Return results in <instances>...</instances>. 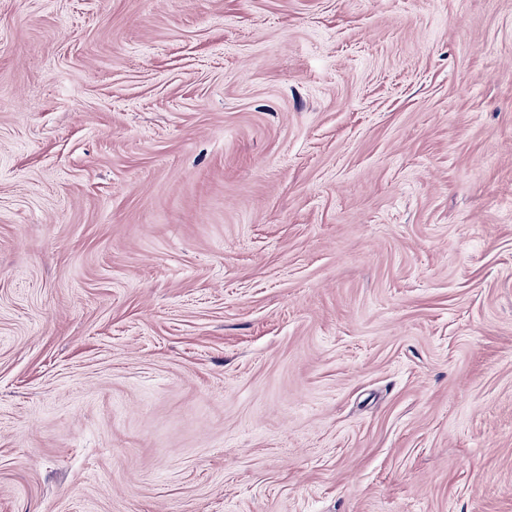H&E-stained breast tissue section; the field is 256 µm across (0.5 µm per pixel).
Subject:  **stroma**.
<instances>
[{
	"label": "stroma",
	"instance_id": "35a3bbf8",
	"mask_svg": "<svg viewBox=\"0 0 512 512\" xmlns=\"http://www.w3.org/2000/svg\"><path fill=\"white\" fill-rule=\"evenodd\" d=\"M0 512H512V0H0Z\"/></svg>",
	"mask_w": 512,
	"mask_h": 512
}]
</instances>
